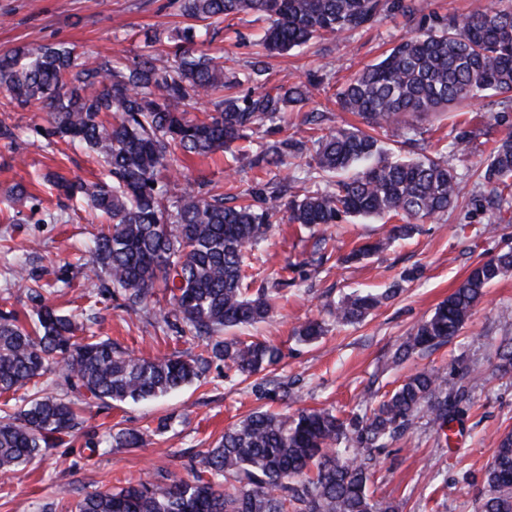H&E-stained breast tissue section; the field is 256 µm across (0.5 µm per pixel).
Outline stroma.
Segmentation results:
<instances>
[{
  "instance_id": "35a3bbf8",
  "label": "stroma",
  "mask_w": 512,
  "mask_h": 512,
  "mask_svg": "<svg viewBox=\"0 0 512 512\" xmlns=\"http://www.w3.org/2000/svg\"><path fill=\"white\" fill-rule=\"evenodd\" d=\"M168 2L0 0V51L67 43L87 56L124 63L140 53L147 31L178 24ZM222 27L212 52L239 62L251 57L258 23L230 17ZM406 31L403 19H386L346 39L311 42L274 59L269 83L286 85L330 71L331 89L317 94L308 107L325 113L326 126L353 122V115L339 111L335 88L376 62ZM498 110L493 98L477 99L462 110L449 109L435 131L424 133L427 153H434L439 140L452 137L464 122L491 130L496 138L504 135L506 126L491 119ZM0 116L19 135L13 143L0 139V298L7 309L21 324H29L34 310L29 291L47 283L52 291L45 299L60 313L95 308V335L111 337L137 356L170 353L173 343L166 331L144 312L126 310L118 297L94 305L88 300L101 282L78 259L107 222L83 202L60 197L54 177L97 181L104 169L96 156L78 145L48 144L38 133L46 124L40 105L10 109ZM480 159L476 151L454 157L451 164L465 181V197L439 219L418 225L409 239L393 242L367 261L342 265L338 259L355 245L385 236L389 226L383 220L332 225L325 233L327 259L319 267L310 263L312 232L296 224L274 225L251 257L256 280L290 264L296 284L279 300L271 321L237 328L236 333L259 336L284 351L283 372L296 379L301 406L330 408L345 416L362 401L369 381L386 392L421 368L444 374L470 371L465 382L469 409L451 436L437 432L420 416L404 439L379 455L370 490L375 499L398 505L399 512H477L495 441L512 429V375L498 372V348L503 339L512 338V275L488 288L459 336L447 345L414 354L400 364L393 361L412 328L432 314L473 265L512 248V218L476 209L469 199ZM186 165L192 184L202 192L242 194L257 183L256 171L233 173L230 154L220 151L190 157ZM17 184L26 187L31 198L14 205L8 193ZM50 213L60 215V222L47 221ZM488 222L494 223V232H484ZM407 269L416 270V279L362 323L329 325L312 343L296 339L295 328L324 318L329 305L344 294L355 288L384 291ZM261 405L250 388L225 380L223 368L214 367L200 387L137 404L83 408L85 424L76 437L56 443L14 478L0 481V512H72L79 499L104 486L117 488L126 480L160 472L173 479L186 476L196 451L211 447L225 428ZM115 426L147 427L151 434L141 447L86 457L87 442Z\"/></svg>"
}]
</instances>
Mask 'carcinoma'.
<instances>
[{"instance_id":"1","label":"carcinoma","mask_w":512,"mask_h":512,"mask_svg":"<svg viewBox=\"0 0 512 512\" xmlns=\"http://www.w3.org/2000/svg\"><path fill=\"white\" fill-rule=\"evenodd\" d=\"M184 26L145 35L144 50L129 63L83 59L75 48L47 44L0 52V92L7 105L33 102L47 112L48 142L83 144L105 164L109 180L88 184L58 178L68 199L86 200L107 216L88 265L119 295L124 306L152 312L173 326L177 343L202 342L193 356L175 350L142 358L111 338L82 336L83 324L42 302L32 328L9 312L0 313V394L29 392L25 406L0 420V477L73 437L82 424L77 403H124L164 396L201 380L217 362L243 377L275 369L283 351L256 336L224 337V331L270 319L276 298L295 280L288 267L248 294L251 251L267 240L272 226L287 222L324 230L351 218H399L391 229L404 238L415 225L436 220L458 201L462 181L448 156L471 151L474 132L460 129L434 155L417 152V125L480 97L507 95L495 121L509 122L512 110V0H491L468 15L417 13L408 0H170ZM256 15L266 26L263 51L244 69L224 67L207 53L229 16ZM397 15L411 34L393 43L377 62L351 76L337 91L340 108L357 114L363 127L330 129L314 139L317 149L309 178L325 188L288 196L299 181L285 158L302 156L306 144L285 137L252 154V143L274 129L285 112L302 107L326 90L331 77L267 87L269 59L325 35L342 37L367 30ZM171 43V63L159 66L154 47ZM204 100L205 118L188 108ZM393 130V150L379 132ZM236 153L239 168L270 176L253 203L228 206L224 194L208 197L186 185L174 210L163 203L167 180L183 176L181 158L216 151ZM479 174L485 193L476 206L512 208V130L493 140ZM379 241L342 258L356 263L382 250ZM512 272V249L475 264L448 298L413 329L394 353L403 360L458 336L495 281ZM355 289L329 309L338 325L364 320L401 291ZM161 285L168 299L161 300ZM325 324L310 320L296 335L312 342ZM499 370L512 373V340L499 346ZM52 372L63 394L37 389ZM465 386L434 369L418 371L385 393L370 412L341 418L325 409L292 414L254 411L224 431L211 448L191 458L189 477L171 483L128 481L116 490L99 489L77 502L75 512H394L380 507L368 483L376 456L402 438L422 414L442 431L463 419ZM136 429L109 435L112 445L135 448ZM478 512H512V430L497 439Z\"/></svg>"}]
</instances>
